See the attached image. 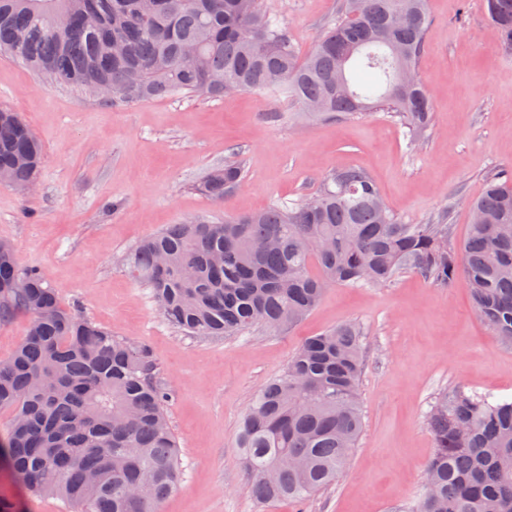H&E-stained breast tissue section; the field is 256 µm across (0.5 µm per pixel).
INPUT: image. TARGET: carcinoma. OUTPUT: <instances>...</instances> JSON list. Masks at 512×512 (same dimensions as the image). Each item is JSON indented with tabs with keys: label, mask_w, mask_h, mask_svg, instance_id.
Wrapping results in <instances>:
<instances>
[{
	"label": "carcinoma",
	"mask_w": 512,
	"mask_h": 512,
	"mask_svg": "<svg viewBox=\"0 0 512 512\" xmlns=\"http://www.w3.org/2000/svg\"><path fill=\"white\" fill-rule=\"evenodd\" d=\"M307 54L262 0H0V56L46 81L132 103L178 94L220 98L270 92L307 121L369 111L399 118L415 146L433 105L419 73L428 0H340ZM512 50V0H485ZM356 70L373 81L358 85ZM42 145L0 108V184L37 180ZM242 161L207 172L198 189L228 204ZM290 207L197 217L143 239L126 266L151 289L163 317L194 336L276 331L306 316L331 288L382 286L411 272L468 288L477 316L512 343V168L486 179L470 207L463 246L448 245V212L404 224L370 175L326 173ZM29 317L26 336L0 359V459L30 494L70 512H158L180 479V449L166 406L172 391L148 346L66 305L35 267L0 241V322ZM363 329L342 323L305 339L283 373L259 391L239 448L258 505H304L340 476L364 428ZM434 450L417 498L399 512H512V399L452 386L427 415Z\"/></svg>",
	"instance_id": "obj_1"
}]
</instances>
